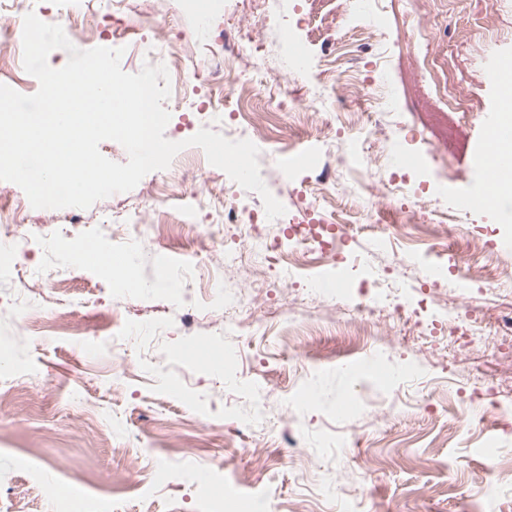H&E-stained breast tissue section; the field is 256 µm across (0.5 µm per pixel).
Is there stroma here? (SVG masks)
Listing matches in <instances>:
<instances>
[{
  "label": "stroma",
  "mask_w": 512,
  "mask_h": 512,
  "mask_svg": "<svg viewBox=\"0 0 512 512\" xmlns=\"http://www.w3.org/2000/svg\"><path fill=\"white\" fill-rule=\"evenodd\" d=\"M292 20L291 44L266 24L270 7ZM68 25L79 49L124 48L121 67L139 72L157 58L138 49L140 14L148 0H71ZM316 0H168L150 17L156 35L187 46L184 67L204 66L251 32L224 73L223 109L208 108L201 82L195 104L175 109L164 136L182 141L208 128L239 139L242 118L256 119L263 180L288 214L306 224L362 217L373 200L375 221L390 226L387 247L354 230L343 245L353 288L404 260L406 281L395 302L427 308L380 337L404 372L388 384L367 364L344 371L312 369L309 354L332 356L353 339L340 335L341 309L327 308L311 284L283 264L279 279L265 266L224 272V250L249 246L241 227L222 223L225 192L246 204L244 190L212 166L197 146L169 168L147 174L159 195L179 196L196 209L192 224L146 213L153 230L124 251L116 242L140 189L117 193L81 210L71 224L62 209L32 208L23 190L0 181V204L20 208L15 229L23 245L0 269V512H57L73 479L85 483L78 512H213L209 497L235 505L223 512H345L360 498L365 512H512V337L499 325L512 317V221L437 201L434 184L383 169L393 151L412 152L447 191L472 181V148L499 90L491 84L498 59L512 55V0H344L330 43L311 42ZM383 14L384 40L360 39L367 15ZM350 64L337 71L336 58ZM389 101L393 120L384 140L359 135L371 113ZM324 127L331 160L345 183L332 191L301 161ZM360 152L358 172L345 161ZM436 213L406 224L391 191ZM448 225L449 234L437 231ZM91 241L132 265L140 285L117 290L102 266L75 257ZM448 256L461 266L487 267L477 291L426 280L427 261ZM260 293L252 316L234 315L237 335L214 323L219 279ZM38 284V318L20 335V288ZM192 312L194 334L181 317ZM455 312L475 320L477 346L435 329ZM260 318L264 334L253 335ZM211 347L219 367L188 356ZM352 475L338 481L341 466Z\"/></svg>",
  "instance_id": "35a3bbf8"
}]
</instances>
